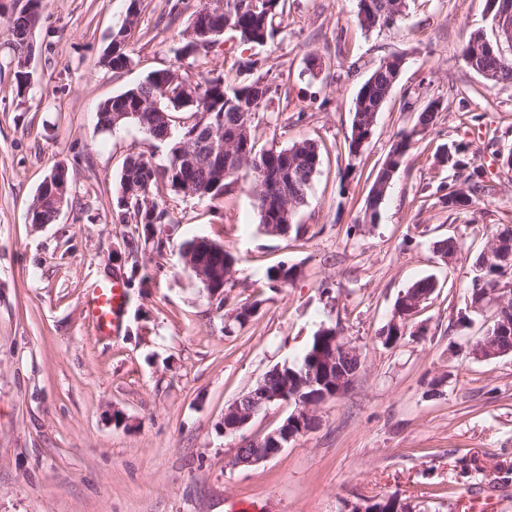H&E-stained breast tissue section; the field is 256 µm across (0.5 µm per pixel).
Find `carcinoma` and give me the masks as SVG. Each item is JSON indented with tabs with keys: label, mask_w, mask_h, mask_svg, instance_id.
Here are the masks:
<instances>
[{
	"label": "carcinoma",
	"mask_w": 512,
	"mask_h": 512,
	"mask_svg": "<svg viewBox=\"0 0 512 512\" xmlns=\"http://www.w3.org/2000/svg\"><path fill=\"white\" fill-rule=\"evenodd\" d=\"M222 11L203 0L191 14V22L200 29L194 38L182 37L177 53L182 58H196L202 50L219 41L224 31L235 32L240 41L263 46L274 35L273 22L286 13L288 0H223ZM27 14L12 17V35H22L37 27L42 0H28ZM404 0H357V21L367 30L389 26V21L402 14ZM139 16V0H129L125 24L112 34L109 51L101 59L103 66L122 70L131 64L128 38ZM476 66L484 77L494 82L512 81V57L499 51L477 59ZM398 66L381 63L361 85L352 109L351 131L363 135L376 121L384 102L398 81ZM272 86L264 76L248 82L229 85L221 75L208 72L192 81L176 69H161L123 93L106 100L96 113V128L109 133L135 124L151 138L168 147L165 163L155 165L142 156L132 155L122 166L116 207L120 223L140 227L137 237L125 241V252L134 255L127 263L128 285L143 286L139 262L142 243L153 242L162 251L164 241L154 239L155 226L171 223L169 211L158 200L159 187L185 197L214 201L224 196L241 172L251 174L253 205L263 229L277 225L281 235L289 232L298 209L305 204L312 177L320 164L317 145L310 140L293 143L280 150H259L253 136L256 113L266 104ZM412 134H400V140L388 156L390 168L399 170L409 150ZM452 172L448 194L443 201L450 208L467 205L474 198H490L494 188L488 184L482 169L471 161L468 146L450 147L444 156ZM386 170L378 172L366 201L364 223L373 224L386 189L376 186L387 181ZM184 255L198 263L224 269V279L211 286L227 288L235 259L224 246L196 237L181 246ZM481 272L480 288L494 290L501 279L512 271V263L504 264L496 257L481 253L476 260ZM298 274L295 266L281 263L266 271L269 287L278 289L292 282ZM207 284L203 288L211 287ZM436 283L425 278L404 291L395 303L399 314H415L435 291ZM342 338L333 327L319 329L302 359L281 366L282 373L271 370L263 379L270 389L287 384L305 394L309 378H314L316 391L333 395L330 382L322 374L323 359L331 344Z\"/></svg>",
	"instance_id": "1"
}]
</instances>
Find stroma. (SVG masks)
Returning a JSON list of instances; mask_svg holds the SVG:
<instances>
[{"instance_id": "stroma-1", "label": "stroma", "mask_w": 512, "mask_h": 512, "mask_svg": "<svg viewBox=\"0 0 512 512\" xmlns=\"http://www.w3.org/2000/svg\"><path fill=\"white\" fill-rule=\"evenodd\" d=\"M26 0H0V512H348L392 494L410 512H464L492 495L512 512V354L476 359L475 339L496 309L471 303L475 259L491 232L512 228V83H493L463 61L471 34L495 39L485 0H406L388 27L361 29L356 0H288L266 45L233 32L197 60L175 55L191 20L187 0H141L115 72L101 57L129 0H43L18 93L10 28ZM399 56L397 84L356 159L345 144L366 78ZM262 58L277 91L253 122L258 148L309 139L320 165L284 236L265 233L240 178L224 197L200 201L161 189L172 220L163 252L145 247L144 288L127 291L121 327L97 335L86 288L112 277L135 225L113 207L124 161H162L166 150L129 125L99 132L104 101L153 71L199 72L230 83ZM435 124L417 131L431 101ZM413 132L376 223L367 196L400 132ZM465 142L488 199L448 208L444 145ZM64 165L69 203L51 224L29 219L33 197ZM211 239L233 253L229 303L216 308L185 265L181 244ZM460 247L452 261L438 241ZM297 266L268 288L269 267ZM436 289L385 344L397 298L414 282ZM256 304L246 323L234 310ZM335 327L361 356L350 389L316 411L315 428L253 466L231 459L292 412L276 403L225 434V409L273 367L298 360L320 327Z\"/></svg>"}]
</instances>
